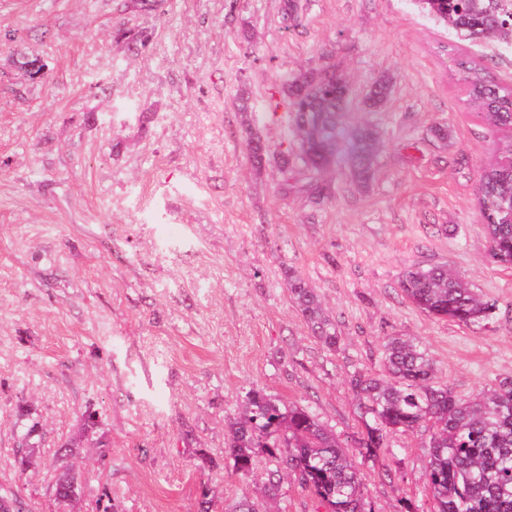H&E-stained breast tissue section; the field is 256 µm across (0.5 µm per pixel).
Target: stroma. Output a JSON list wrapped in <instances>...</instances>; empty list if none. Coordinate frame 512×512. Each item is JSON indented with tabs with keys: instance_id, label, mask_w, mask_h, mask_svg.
<instances>
[{
	"instance_id": "1",
	"label": "stroma",
	"mask_w": 512,
	"mask_h": 512,
	"mask_svg": "<svg viewBox=\"0 0 512 512\" xmlns=\"http://www.w3.org/2000/svg\"><path fill=\"white\" fill-rule=\"evenodd\" d=\"M303 4L289 30L280 0H0V497L59 512L68 446L81 512H224L240 492L226 424L258 390L336 434L366 512H430L427 433L364 459L350 380L382 372L391 336L420 340L458 396L512 377V266L477 194L512 131L457 80L465 56L512 85V53L459 41L419 0ZM329 62L381 149L369 185L337 168L315 204L283 193L276 163L255 174L242 118L271 154L295 152L282 84ZM435 265L494 303L486 330L406 298L404 272ZM288 267L334 318L336 350ZM284 276L291 298L306 319L313 335L327 349H336L340 341L336 323L323 307L315 290L290 268L285 269Z\"/></svg>"
}]
</instances>
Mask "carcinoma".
<instances>
[{"label": "carcinoma", "mask_w": 512, "mask_h": 512, "mask_svg": "<svg viewBox=\"0 0 512 512\" xmlns=\"http://www.w3.org/2000/svg\"><path fill=\"white\" fill-rule=\"evenodd\" d=\"M432 15L450 22L463 41L494 35L512 36V0H419ZM280 13L288 29L303 26L299 0H282ZM458 80L484 117L495 127H512V87L496 82L485 68L458 63ZM389 79L380 78L366 97L369 109L380 108L389 94ZM290 118L299 136L298 154L279 155L282 170L300 160V184L319 199L326 190L322 177L345 165L351 177L366 185L374 178L379 149L374 126L363 121L350 127L343 114L349 85L327 64L305 70L282 86ZM247 150L253 170L265 169L269 153L248 117ZM478 200L494 258L512 265V159L484 168ZM284 276L294 304L311 332L327 349L339 344L336 323L315 290L296 271ZM405 296L419 308L467 326L483 328L494 313L462 279L443 266L413 267L401 280ZM385 373L355 375L351 385L363 415L370 417L366 436L359 440L362 455L373 458L399 429L423 428L430 433L428 490L431 512H512V379L463 398L442 384L434 364L419 342L393 336L384 345ZM248 412L230 422L227 452L233 469L245 482L255 473V449L278 462L265 478L268 498L293 475L310 489L327 512H365L362 479L336 434L306 409L284 407L279 400L253 391Z\"/></svg>", "instance_id": "obj_1"}]
</instances>
